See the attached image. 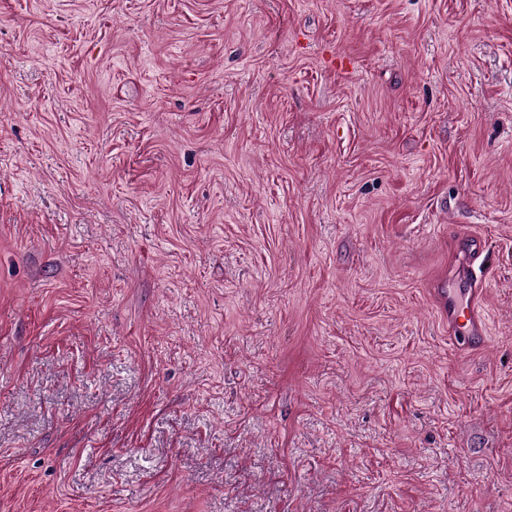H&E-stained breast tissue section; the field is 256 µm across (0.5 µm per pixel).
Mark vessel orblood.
I'll use <instances>...</instances> for the list:
<instances>
[{"mask_svg":"<svg viewBox=\"0 0 512 512\" xmlns=\"http://www.w3.org/2000/svg\"><path fill=\"white\" fill-rule=\"evenodd\" d=\"M483 253L480 239H471L466 246L465 267L462 271V287L439 289L438 297L442 309L448 316L450 339L457 349L484 342L486 319L482 310L486 270L475 269V262Z\"/></svg>","mask_w":512,"mask_h":512,"instance_id":"vessel-or-blood-1","label":"vessel or blood"}]
</instances>
